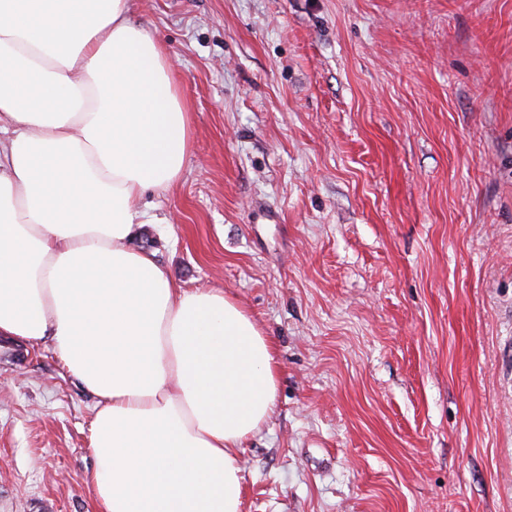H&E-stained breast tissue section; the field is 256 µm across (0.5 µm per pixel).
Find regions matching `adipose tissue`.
Here are the masks:
<instances>
[{"label":"adipose tissue","mask_w":512,"mask_h":512,"mask_svg":"<svg viewBox=\"0 0 512 512\" xmlns=\"http://www.w3.org/2000/svg\"><path fill=\"white\" fill-rule=\"evenodd\" d=\"M133 0H0V336L50 341L96 399L98 512H241L275 344L220 288L129 245L193 114Z\"/></svg>","instance_id":"adipose-tissue-1"}]
</instances>
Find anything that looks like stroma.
Returning <instances> with one entry per match:
<instances>
[{"label":"stroma","mask_w":512,"mask_h":512,"mask_svg":"<svg viewBox=\"0 0 512 512\" xmlns=\"http://www.w3.org/2000/svg\"><path fill=\"white\" fill-rule=\"evenodd\" d=\"M194 114L133 244L277 349L242 512H512V0H136ZM96 399L0 337V512H97Z\"/></svg>","instance_id":"35a3bbf8"}]
</instances>
